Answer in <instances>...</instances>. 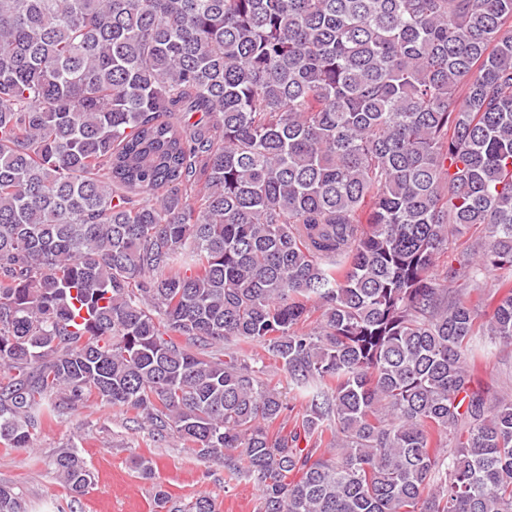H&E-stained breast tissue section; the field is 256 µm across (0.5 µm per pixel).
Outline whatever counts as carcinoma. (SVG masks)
<instances>
[{"instance_id":"cac0c4a2","label":"carcinoma","mask_w":512,"mask_h":512,"mask_svg":"<svg viewBox=\"0 0 512 512\" xmlns=\"http://www.w3.org/2000/svg\"><path fill=\"white\" fill-rule=\"evenodd\" d=\"M501 345L512 0H0V443L93 397L258 512H512ZM470 292V299L472 301H479L480 309L483 311H491L496 304V301L502 291L498 288V282L493 275L488 276L479 283V288H472ZM249 352L254 358L260 360V364L265 366V377L271 379L272 384H275L278 387L285 401L294 404L293 396L295 391L288 381V376L281 370V364L279 362H275V360H273L261 347L254 346L249 348ZM475 377L482 385L497 387L507 381L512 388V346L504 348L498 358L480 365Z\"/></svg>"}]
</instances>
